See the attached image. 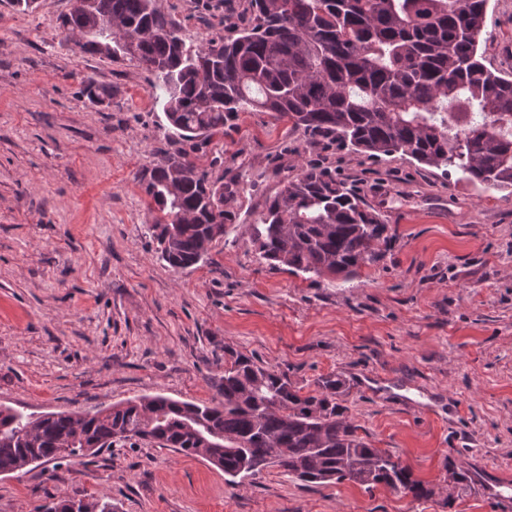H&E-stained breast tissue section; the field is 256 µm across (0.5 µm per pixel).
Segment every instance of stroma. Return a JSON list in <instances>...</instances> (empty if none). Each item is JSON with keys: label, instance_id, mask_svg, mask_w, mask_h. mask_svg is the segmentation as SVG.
<instances>
[{"label": "stroma", "instance_id": "obj_1", "mask_svg": "<svg viewBox=\"0 0 512 512\" xmlns=\"http://www.w3.org/2000/svg\"><path fill=\"white\" fill-rule=\"evenodd\" d=\"M186 42L249 23L248 0H157ZM73 0H0V406L93 412L141 395L215 396L224 350L286 373L300 394L344 383L358 436L422 480L427 496L313 485L270 467L229 484L208 461L120 440L79 462L0 475V512L111 498L118 512H512V189L396 153L357 156L243 112L198 168L224 160L231 216L208 258L160 259L157 208L139 178L168 143L155 76L81 54ZM485 65L512 76V0H489ZM94 77L109 96L80 93ZM354 184L396 240L359 276L295 274L251 242L265 203L303 166Z\"/></svg>", "mask_w": 512, "mask_h": 512}]
</instances>
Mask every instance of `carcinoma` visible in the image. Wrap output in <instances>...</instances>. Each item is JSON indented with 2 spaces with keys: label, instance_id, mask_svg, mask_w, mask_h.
<instances>
[{
  "label": "carcinoma",
  "instance_id": "obj_1",
  "mask_svg": "<svg viewBox=\"0 0 512 512\" xmlns=\"http://www.w3.org/2000/svg\"><path fill=\"white\" fill-rule=\"evenodd\" d=\"M488 0H249L252 19L229 35L188 44L155 0H93L64 25L116 23L140 36L138 62L156 77L165 134L204 148L238 114L273 113L315 139L357 155L401 153L452 167L488 189L512 188V78L489 69L479 46ZM82 94L100 104L93 78ZM162 216L152 225L159 257L186 269L208 255L213 225L226 224L224 177L189 154L164 151L141 177ZM395 235L359 191L329 166L310 163L267 204L252 243L272 266L316 277L359 274ZM208 403L142 395L93 412L25 414L0 406V475L97 454L134 433L186 456L216 457L235 482L272 466L311 484H383L420 498L423 483L356 435L336 402L341 382L318 379L302 396L288 377L231 347ZM92 452H87V449ZM115 512L106 496L60 499L38 512Z\"/></svg>",
  "mask_w": 512,
  "mask_h": 512
}]
</instances>
